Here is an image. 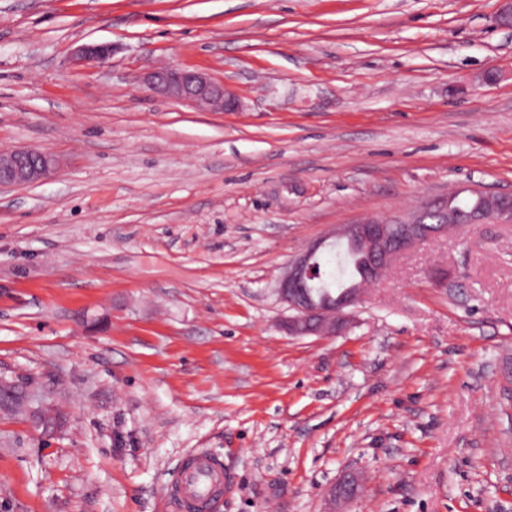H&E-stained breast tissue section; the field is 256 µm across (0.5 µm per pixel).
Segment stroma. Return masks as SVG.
Here are the masks:
<instances>
[{
	"label": "stroma",
	"mask_w": 512,
	"mask_h": 512,
	"mask_svg": "<svg viewBox=\"0 0 512 512\" xmlns=\"http://www.w3.org/2000/svg\"><path fill=\"white\" fill-rule=\"evenodd\" d=\"M501 5L0 0V152L61 160L0 191V377L67 416L0 413V512H176L195 450L224 461L215 512H512V224L404 254L335 336L288 335L275 293L362 215L512 193ZM92 41L109 62L73 67ZM160 66L238 109L155 96ZM32 393V389L29 386L22 399L23 413L35 421L37 426L42 427L45 432L56 430L59 425V418H54L52 420V414H48L42 409L32 406ZM49 429H51V431Z\"/></svg>",
	"instance_id": "stroma-1"
}]
</instances>
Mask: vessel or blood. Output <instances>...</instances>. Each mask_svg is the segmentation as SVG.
Wrapping results in <instances>:
<instances>
[{
	"mask_svg": "<svg viewBox=\"0 0 512 512\" xmlns=\"http://www.w3.org/2000/svg\"><path fill=\"white\" fill-rule=\"evenodd\" d=\"M172 494L181 512H212L224 496V464L203 452L187 456L181 463Z\"/></svg>",
	"mask_w": 512,
	"mask_h": 512,
	"instance_id": "1",
	"label": "vessel or blood"
}]
</instances>
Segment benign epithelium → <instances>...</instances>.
Listing matches in <instances>:
<instances>
[{"label":"benign epithelium","instance_id":"obj_1","mask_svg":"<svg viewBox=\"0 0 512 512\" xmlns=\"http://www.w3.org/2000/svg\"><path fill=\"white\" fill-rule=\"evenodd\" d=\"M112 45L88 43L79 46L72 55L75 66L87 70L101 68L112 56ZM146 87L164 99L200 106L212 112H226L238 106L236 97L224 82L208 74L179 67L150 72L144 77ZM57 160L38 149L4 151L0 153V188L36 183L56 168ZM443 217L440 224H429L432 214ZM492 221L512 224V205H501L493 211L475 209L467 223ZM459 223L458 212L444 201H428L412 212L397 211L387 215H369L353 224L333 230L324 239L305 249L289 265L276 289L280 302L288 305L286 328L293 336H334L346 328L350 313L362 299L364 283L345 287L336 300L313 291L320 276L317 260L323 252L360 250L370 263L364 276L379 281L396 259L426 241L448 233V225ZM22 411L44 431L56 430L59 419L40 408L32 406V389H27L22 399ZM358 494L355 475L341 478L331 489L333 499L349 501Z\"/></svg>","mask_w":512,"mask_h":512}]
</instances>
